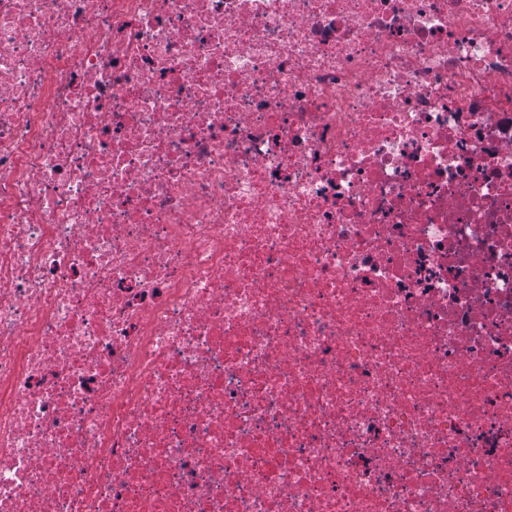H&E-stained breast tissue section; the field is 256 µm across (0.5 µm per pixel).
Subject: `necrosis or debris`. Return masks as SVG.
Listing matches in <instances>:
<instances>
[{
    "mask_svg": "<svg viewBox=\"0 0 512 512\" xmlns=\"http://www.w3.org/2000/svg\"><path fill=\"white\" fill-rule=\"evenodd\" d=\"M0 512H512V0H0Z\"/></svg>",
    "mask_w": 512,
    "mask_h": 512,
    "instance_id": "1",
    "label": "necrosis or debris"
}]
</instances>
